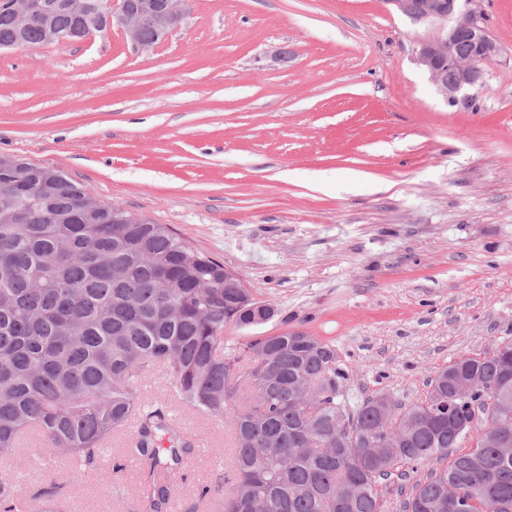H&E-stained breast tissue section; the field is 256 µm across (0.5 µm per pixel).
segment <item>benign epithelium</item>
<instances>
[{
  "instance_id": "7a95c632",
  "label": "benign epithelium",
  "mask_w": 512,
  "mask_h": 512,
  "mask_svg": "<svg viewBox=\"0 0 512 512\" xmlns=\"http://www.w3.org/2000/svg\"><path fill=\"white\" fill-rule=\"evenodd\" d=\"M189 0H8L5 10L19 39L1 44L2 49L24 48L21 36L33 23L42 26L45 37L56 42L86 41L116 24L138 49L149 51L164 42L179 27ZM412 23L426 28L415 40L416 62L429 74L438 93L450 105L466 104L472 90L484 86L483 66L497 61L502 47L489 31L477 0H386ZM69 10L77 27L60 31L54 24L56 12ZM464 37L474 48L472 60L454 55V38Z\"/></svg>"
}]
</instances>
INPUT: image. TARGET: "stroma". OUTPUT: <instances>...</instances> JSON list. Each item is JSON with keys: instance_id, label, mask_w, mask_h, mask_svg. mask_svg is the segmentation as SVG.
<instances>
[{"instance_id": "stroma-1", "label": "stroma", "mask_w": 512, "mask_h": 512, "mask_svg": "<svg viewBox=\"0 0 512 512\" xmlns=\"http://www.w3.org/2000/svg\"><path fill=\"white\" fill-rule=\"evenodd\" d=\"M503 52L471 106L413 59L416 27L384 0H190L172 35L0 51V154L63 172L95 200L168 225L236 272L274 316L226 337L304 331L335 345L350 404L425 399L428 378L512 339V0H480ZM146 400L204 445L173 500L211 487L228 433L172 397ZM10 462L27 512H141L137 469Z\"/></svg>"}]
</instances>
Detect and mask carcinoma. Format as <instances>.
<instances>
[{
	"mask_svg": "<svg viewBox=\"0 0 512 512\" xmlns=\"http://www.w3.org/2000/svg\"><path fill=\"white\" fill-rule=\"evenodd\" d=\"M85 197L56 169H0L1 458L17 457L29 434L44 456L90 465L133 424L112 469L135 459L143 512H167L170 478L196 441L141 394L159 372L178 402L233 430L220 512H382L380 481L431 462L403 512H512V341L453 361L424 401L395 402L382 420L375 397L348 402V370L326 340L295 331L226 344L224 329L245 326L242 309L265 302L242 281L224 287V264L169 226L87 208ZM21 198L46 217L23 219ZM460 380L472 382L465 399L453 390ZM439 394L457 419L479 411L487 433H448ZM17 503L0 477V512Z\"/></svg>",
	"mask_w": 512,
	"mask_h": 512,
	"instance_id": "cac0c4a2",
	"label": "carcinoma"
}]
</instances>
